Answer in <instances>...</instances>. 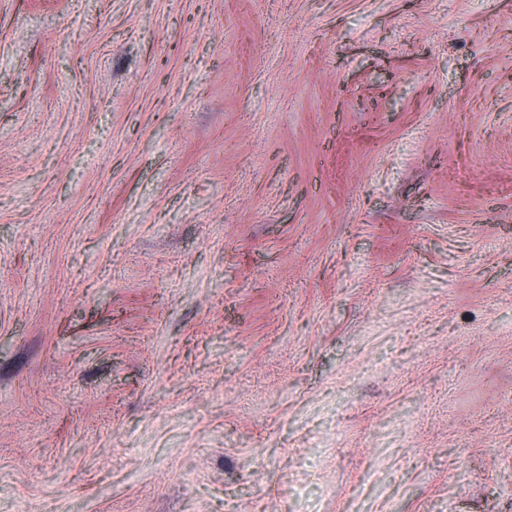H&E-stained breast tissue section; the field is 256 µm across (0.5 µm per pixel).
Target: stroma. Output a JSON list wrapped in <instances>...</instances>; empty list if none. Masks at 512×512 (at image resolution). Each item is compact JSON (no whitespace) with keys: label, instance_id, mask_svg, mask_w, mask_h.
Segmentation results:
<instances>
[{"label":"stroma","instance_id":"35a3bbf8","mask_svg":"<svg viewBox=\"0 0 512 512\" xmlns=\"http://www.w3.org/2000/svg\"><path fill=\"white\" fill-rule=\"evenodd\" d=\"M0 512H512V0H0Z\"/></svg>","mask_w":512,"mask_h":512}]
</instances>
